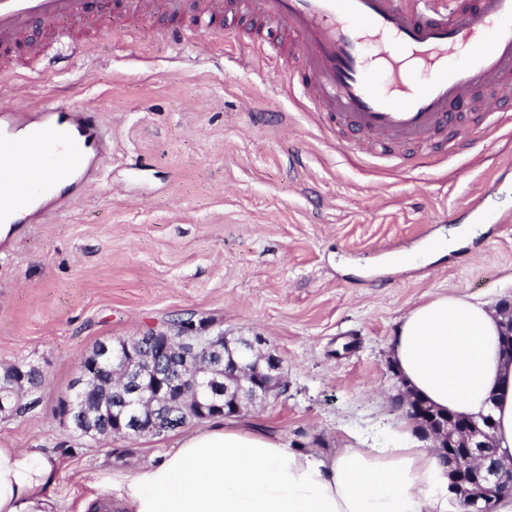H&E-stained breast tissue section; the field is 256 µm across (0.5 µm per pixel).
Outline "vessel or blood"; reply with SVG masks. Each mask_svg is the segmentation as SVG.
Wrapping results in <instances>:
<instances>
[{
	"mask_svg": "<svg viewBox=\"0 0 512 512\" xmlns=\"http://www.w3.org/2000/svg\"><path fill=\"white\" fill-rule=\"evenodd\" d=\"M103 0H0V51L28 41L34 25L54 32L56 58L78 53L72 25H102ZM288 38V57L313 111L358 137L377 156L430 143L461 125V106L484 115L512 110V0H119L128 16L192 15L221 29L228 5ZM425 78L411 81L412 69ZM385 89H377V77ZM111 138L97 109L50 102L0 113V222L20 232L62 215L95 179ZM467 139L458 136L454 152Z\"/></svg>",
	"mask_w": 512,
	"mask_h": 512,
	"instance_id": "vessel-or-blood-1",
	"label": "vessel or blood"
}]
</instances>
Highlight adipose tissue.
<instances>
[{
    "label": "adipose tissue",
    "instance_id": "ef3b65f1",
    "mask_svg": "<svg viewBox=\"0 0 512 512\" xmlns=\"http://www.w3.org/2000/svg\"><path fill=\"white\" fill-rule=\"evenodd\" d=\"M487 303L442 296L417 304L390 339L393 362L435 408L491 416L498 457L512 460V359ZM390 446L345 445L328 459L224 417L182 436L162 462L141 467L124 512H448V474L405 423ZM64 464L40 448L0 444V512H35Z\"/></svg>",
    "mask_w": 512,
    "mask_h": 512
}]
</instances>
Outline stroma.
I'll use <instances>...</instances> for the list:
<instances>
[{
  "instance_id": "stroma-1",
  "label": "stroma",
  "mask_w": 512,
  "mask_h": 512,
  "mask_svg": "<svg viewBox=\"0 0 512 512\" xmlns=\"http://www.w3.org/2000/svg\"><path fill=\"white\" fill-rule=\"evenodd\" d=\"M103 25L90 53L43 68L0 56V111L62 100L99 108L112 135L101 176L49 224L0 251V368L39 367L35 407L0 416V442L65 463L46 512H91L116 480L177 447L164 436L97 441L61 425L81 358L98 342L165 328L187 312L231 336H260L285 391L241 413L293 449L322 455L401 419L388 343L436 296L512 300V120L464 110L468 150L418 168L368 161L351 134L300 108L274 56L276 33L236 21L226 34L179 22L181 43L153 22Z\"/></svg>"
}]
</instances>
